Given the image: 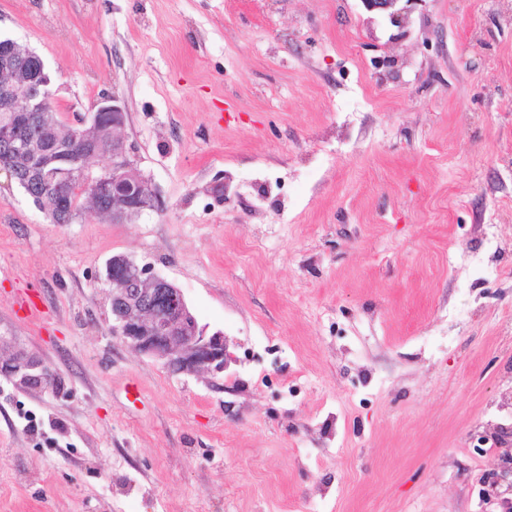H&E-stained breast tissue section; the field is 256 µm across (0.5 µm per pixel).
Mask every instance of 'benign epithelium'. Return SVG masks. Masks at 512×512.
<instances>
[{
	"label": "benign epithelium",
	"mask_w": 512,
	"mask_h": 512,
	"mask_svg": "<svg viewBox=\"0 0 512 512\" xmlns=\"http://www.w3.org/2000/svg\"><path fill=\"white\" fill-rule=\"evenodd\" d=\"M366 10L386 13L394 23L398 0H361ZM0 112H12L16 121L0 127V172L17 179L13 159L38 160L43 152L24 133L28 125L57 124L51 79L42 58L12 39L0 42ZM127 113L115 97H103L92 107L90 120H78L56 139L61 156L37 166L42 184H23L32 199L43 197L57 184L88 177L93 135L108 126L112 135V160L101 174L88 181L90 198L104 203L112 223L125 224L145 210L157 209L160 200L149 180L138 172L121 136ZM105 281L112 290V334L135 350L160 360L174 373L224 372L228 355L224 335L199 326L183 291L125 255L108 262ZM0 373L23 385L38 381L52 387L55 373L37 359L12 353L0 357Z\"/></svg>",
	"instance_id": "1"
}]
</instances>
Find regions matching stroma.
Returning a JSON list of instances; mask_svg holds the SVG:
<instances>
[{"label":"stroma","mask_w":512,"mask_h":512,"mask_svg":"<svg viewBox=\"0 0 512 512\" xmlns=\"http://www.w3.org/2000/svg\"><path fill=\"white\" fill-rule=\"evenodd\" d=\"M5 37L63 128L118 98L163 206L54 224L0 174V349L59 384L0 376V512H501L512 0H0ZM116 254L223 373L113 335Z\"/></svg>","instance_id":"obj_1"}]
</instances>
